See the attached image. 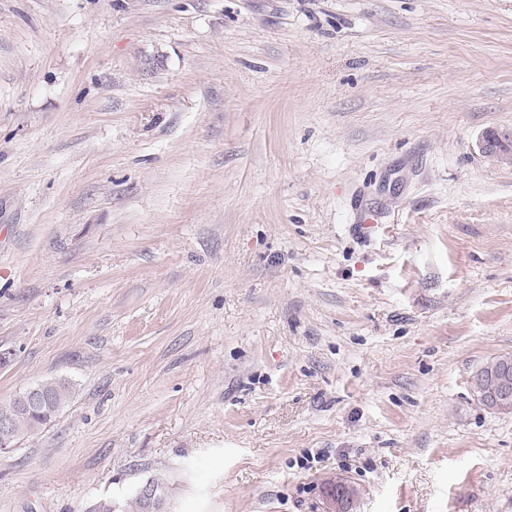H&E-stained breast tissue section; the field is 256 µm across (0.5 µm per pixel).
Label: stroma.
<instances>
[{
  "label": "stroma",
  "mask_w": 512,
  "mask_h": 512,
  "mask_svg": "<svg viewBox=\"0 0 512 512\" xmlns=\"http://www.w3.org/2000/svg\"><path fill=\"white\" fill-rule=\"evenodd\" d=\"M512 0H0V512H512ZM477 146L485 157L512 165L511 131L487 130L481 135ZM481 392L483 403L498 411H507L512 407V362L505 360L496 374V384L492 392ZM481 400V401H482ZM512 409L508 412H511ZM42 391L41 400L35 388H28L13 400L7 408H0V415L13 417V431L16 437L25 433H33L51 422L67 405L72 396V386L65 380H53L37 384ZM20 411L31 413H17ZM0 416V455L9 453L14 449L15 436L11 433V420Z\"/></svg>",
  "instance_id": "obj_1"
}]
</instances>
